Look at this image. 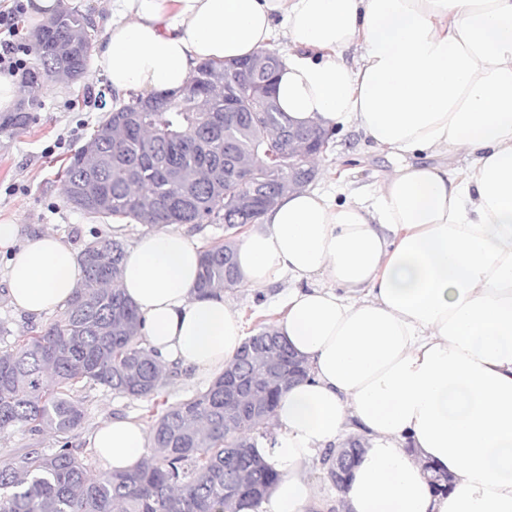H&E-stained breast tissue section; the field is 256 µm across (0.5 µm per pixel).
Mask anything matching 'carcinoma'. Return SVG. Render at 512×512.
<instances>
[{
    "mask_svg": "<svg viewBox=\"0 0 512 512\" xmlns=\"http://www.w3.org/2000/svg\"><path fill=\"white\" fill-rule=\"evenodd\" d=\"M94 25L88 14L64 9L30 44L34 63L21 76L23 100L0 113V135L35 123L46 80L81 79L88 67ZM256 56L206 61L177 92L118 100L64 169L65 197L96 219L146 227L222 224L227 237L202 247L195 290L218 296L241 283L233 231L255 224L294 189L293 160L306 168L320 155L303 138L288 137V120L275 95L276 72L254 70ZM249 175L241 181L240 176ZM123 240L99 235L78 254L81 282L44 331L20 336L0 350V432L53 431L52 453L29 448L0 460V512H240L259 508L279 475L254 452L279 396L307 368L273 328L246 337L226 371L208 387L161 411L150 426V459L128 471L95 472L69 446L84 413L78 384H100L134 400L153 399L163 381L154 350L143 345L141 316L114 283ZM58 392L42 386L44 373ZM358 440L326 449L339 464L329 471L341 488ZM435 492L451 478L428 470Z\"/></svg>",
    "mask_w": 512,
    "mask_h": 512,
    "instance_id": "1",
    "label": "carcinoma"
}]
</instances>
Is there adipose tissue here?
<instances>
[{
	"label": "adipose tissue",
	"instance_id": "obj_1",
	"mask_svg": "<svg viewBox=\"0 0 512 512\" xmlns=\"http://www.w3.org/2000/svg\"><path fill=\"white\" fill-rule=\"evenodd\" d=\"M278 34L285 114L355 125L404 162L369 205L284 194L237 249L249 286L290 280L274 329L309 365L257 443L279 475L260 512H323L308 471L349 432L366 450L340 512H512V0H112L96 63L114 91L148 96ZM460 150L467 170L442 163ZM0 249L18 310L72 297L80 270L58 235L0 221ZM200 259L163 226L127 251L118 286L161 362L216 375L244 336L223 297L196 295ZM89 442L120 470L145 459L148 435L107 419ZM429 467L451 475L448 492Z\"/></svg>",
	"mask_w": 512,
	"mask_h": 512
}]
</instances>
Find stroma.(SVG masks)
Returning a JSON list of instances; mask_svg holds the SVG:
<instances>
[{"mask_svg":"<svg viewBox=\"0 0 512 512\" xmlns=\"http://www.w3.org/2000/svg\"><path fill=\"white\" fill-rule=\"evenodd\" d=\"M115 98L100 68L93 64L80 82H47L37 123L11 136L0 135V221L20 224L26 235L38 231L56 233L76 251L92 232L111 236L106 221L88 218L67 204L61 170L111 109ZM397 163L396 157L371 150L356 127L337 128L327 152L315 162L318 174L313 186L324 192L339 189L347 198L368 202ZM285 290L282 283L263 290L243 283L225 290L224 298L238 312L243 333L249 336L274 323L275 303ZM56 317L53 311L34 317L15 309L0 277V326L6 330L0 337L1 348L17 336L34 335ZM206 387V381L191 370L170 363L164 370L158 395L151 400H131L100 384L80 388L77 397L84 419L72 436L71 445L92 470H102L89 443V435L100 421L132 418L147 426L152 415L160 413L163 403H176Z\"/></svg>","mask_w":512,"mask_h":512,"instance_id":"stroma-1","label":"stroma"}]
</instances>
